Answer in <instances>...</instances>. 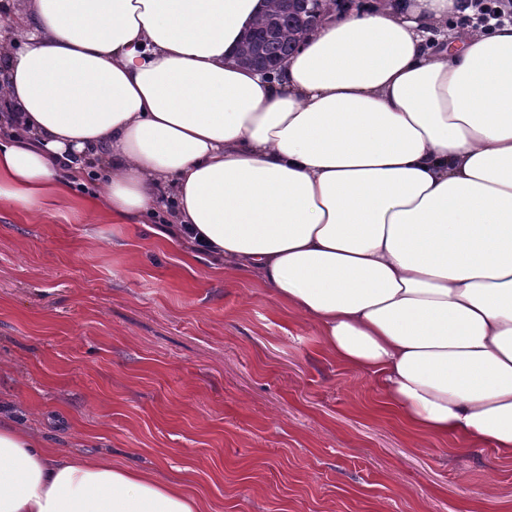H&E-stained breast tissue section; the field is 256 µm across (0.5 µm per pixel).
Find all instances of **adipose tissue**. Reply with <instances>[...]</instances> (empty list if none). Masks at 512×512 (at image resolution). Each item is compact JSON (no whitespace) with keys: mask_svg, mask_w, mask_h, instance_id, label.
Masks as SVG:
<instances>
[{"mask_svg":"<svg viewBox=\"0 0 512 512\" xmlns=\"http://www.w3.org/2000/svg\"><path fill=\"white\" fill-rule=\"evenodd\" d=\"M452 4L327 12L269 75L236 61L268 0H33L0 59V198L37 212L57 160L91 166L112 217L162 215L161 244L315 322L408 436L512 462V23L435 46ZM201 509L0 415V512Z\"/></svg>","mask_w":512,"mask_h":512,"instance_id":"ef3b65f1","label":"adipose tissue"}]
</instances>
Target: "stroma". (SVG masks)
Here are the masks:
<instances>
[{
    "label": "stroma",
    "instance_id": "obj_1",
    "mask_svg": "<svg viewBox=\"0 0 512 512\" xmlns=\"http://www.w3.org/2000/svg\"><path fill=\"white\" fill-rule=\"evenodd\" d=\"M79 186L0 200V403L60 451L188 479L203 512H512L491 448L416 445L371 375L244 277L185 266Z\"/></svg>",
    "mask_w": 512,
    "mask_h": 512
}]
</instances>
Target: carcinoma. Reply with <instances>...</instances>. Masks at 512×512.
Masks as SVG:
<instances>
[{
  "label": "carcinoma",
  "mask_w": 512,
  "mask_h": 512,
  "mask_svg": "<svg viewBox=\"0 0 512 512\" xmlns=\"http://www.w3.org/2000/svg\"><path fill=\"white\" fill-rule=\"evenodd\" d=\"M309 0H270L268 10L241 41L238 59L247 65L281 60L298 48L309 30Z\"/></svg>",
  "instance_id": "carcinoma-1"
}]
</instances>
